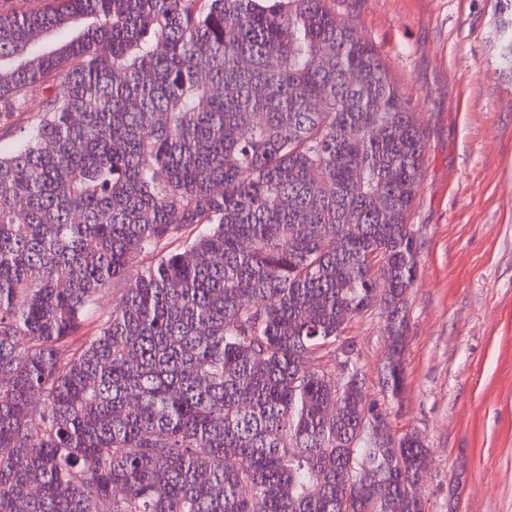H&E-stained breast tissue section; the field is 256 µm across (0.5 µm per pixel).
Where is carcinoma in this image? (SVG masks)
<instances>
[{
	"label": "carcinoma",
	"instance_id": "obj_1",
	"mask_svg": "<svg viewBox=\"0 0 512 512\" xmlns=\"http://www.w3.org/2000/svg\"><path fill=\"white\" fill-rule=\"evenodd\" d=\"M335 4L0 13V99L53 86L0 152V512H425L344 337L387 312L401 396L424 130Z\"/></svg>",
	"mask_w": 512,
	"mask_h": 512
}]
</instances>
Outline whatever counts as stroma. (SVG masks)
I'll return each mask as SVG.
<instances>
[{
	"label": "stroma",
	"mask_w": 512,
	"mask_h": 512,
	"mask_svg": "<svg viewBox=\"0 0 512 512\" xmlns=\"http://www.w3.org/2000/svg\"><path fill=\"white\" fill-rule=\"evenodd\" d=\"M496 2L336 0L424 128L400 399L378 385L383 312L345 335L393 432L425 440L426 512H512V74L498 62Z\"/></svg>",
	"instance_id": "1"
}]
</instances>
